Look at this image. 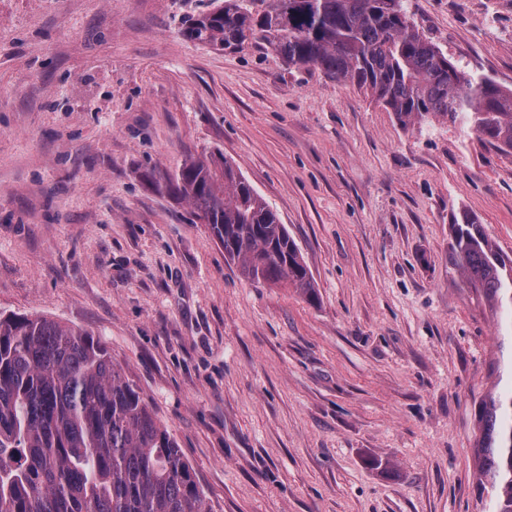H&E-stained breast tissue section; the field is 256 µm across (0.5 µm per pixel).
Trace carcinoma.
Segmentation results:
<instances>
[{
  "mask_svg": "<svg viewBox=\"0 0 512 512\" xmlns=\"http://www.w3.org/2000/svg\"><path fill=\"white\" fill-rule=\"evenodd\" d=\"M210 5L182 23L183 38L222 49L263 42L290 65L366 91L404 127L438 119L512 152V90L449 58L403 0ZM150 184L190 203L244 277L313 296L288 229L223 153L189 156ZM448 260L512 325V258L467 213L451 225ZM474 454L479 494L491 512H512V387L483 404ZM0 512L205 509L176 441L93 332L0 313Z\"/></svg>",
  "mask_w": 512,
  "mask_h": 512,
  "instance_id": "obj_1",
  "label": "carcinoma"
}]
</instances>
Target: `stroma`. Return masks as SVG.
<instances>
[{
    "label": "stroma",
    "instance_id": "stroma-1",
    "mask_svg": "<svg viewBox=\"0 0 512 512\" xmlns=\"http://www.w3.org/2000/svg\"><path fill=\"white\" fill-rule=\"evenodd\" d=\"M207 4L0 0V312L94 331L207 512H488L476 423L512 330L448 242L466 212L512 257V155L263 45L184 39ZM404 5L512 89V0ZM204 151L286 224L314 300L244 278L146 182Z\"/></svg>",
    "mask_w": 512,
    "mask_h": 512
}]
</instances>
